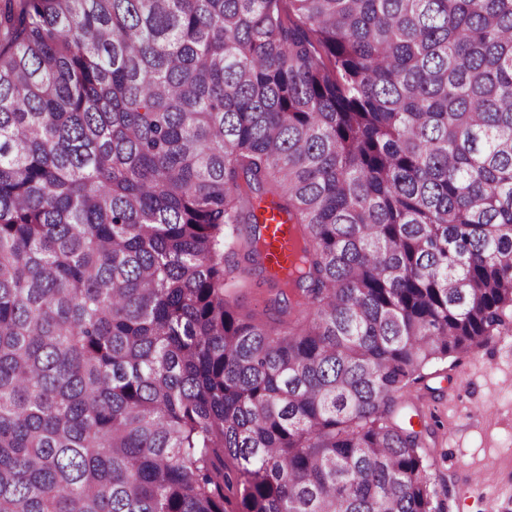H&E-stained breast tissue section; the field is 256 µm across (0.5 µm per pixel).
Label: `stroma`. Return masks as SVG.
<instances>
[{
  "label": "stroma",
  "instance_id": "1",
  "mask_svg": "<svg viewBox=\"0 0 512 512\" xmlns=\"http://www.w3.org/2000/svg\"><path fill=\"white\" fill-rule=\"evenodd\" d=\"M408 398L432 437L426 452L449 512H512V335L436 363ZM483 482L467 488L465 474Z\"/></svg>",
  "mask_w": 512,
  "mask_h": 512
}]
</instances>
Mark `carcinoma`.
Instances as JSON below:
<instances>
[{
  "label": "carcinoma",
  "instance_id": "obj_1",
  "mask_svg": "<svg viewBox=\"0 0 512 512\" xmlns=\"http://www.w3.org/2000/svg\"><path fill=\"white\" fill-rule=\"evenodd\" d=\"M511 333L512 0H0V512H446ZM266 238L268 241L267 264L269 270L274 272L287 273L296 262V248L292 240L290 224H277L275 222L266 224ZM269 285L257 273L250 280L247 288L241 290L240 302L244 308H254L260 306L263 301L274 294ZM408 398L433 432L426 453L448 487V512H512V335L438 362ZM476 471L482 485L466 488Z\"/></svg>",
  "mask_w": 512,
  "mask_h": 512
}]
</instances>
